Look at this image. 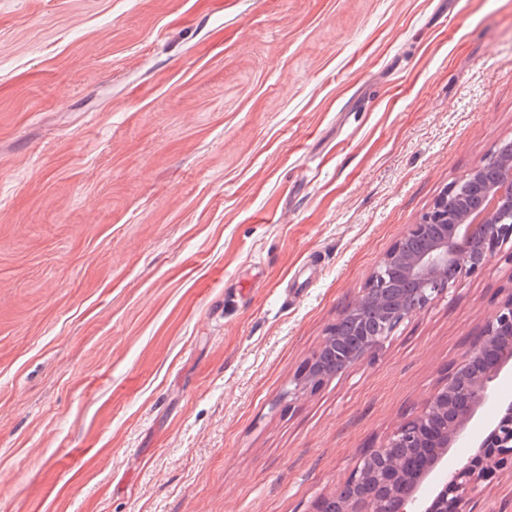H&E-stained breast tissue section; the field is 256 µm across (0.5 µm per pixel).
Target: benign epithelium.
I'll use <instances>...</instances> for the list:
<instances>
[{"label": "benign epithelium", "mask_w": 512, "mask_h": 512, "mask_svg": "<svg viewBox=\"0 0 512 512\" xmlns=\"http://www.w3.org/2000/svg\"><path fill=\"white\" fill-rule=\"evenodd\" d=\"M469 174L477 193L456 183L384 255L365 288L328 328L320 347L293 379L295 395L373 358L395 330L425 311L459 280L482 272L499 253L512 266V200ZM381 320L373 323L372 310ZM512 287L485 320L479 338L448 368L422 412L377 448L366 450L351 476L313 512H481L487 485L512 474ZM486 434L469 438L472 422ZM467 444L465 458L453 449Z\"/></svg>", "instance_id": "1"}]
</instances>
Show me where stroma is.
Masks as SVG:
<instances>
[{"label":"stroma","mask_w":512,"mask_h":512,"mask_svg":"<svg viewBox=\"0 0 512 512\" xmlns=\"http://www.w3.org/2000/svg\"><path fill=\"white\" fill-rule=\"evenodd\" d=\"M512 139V0H0V512H312L512 286L295 373Z\"/></svg>","instance_id":"stroma-1"}]
</instances>
